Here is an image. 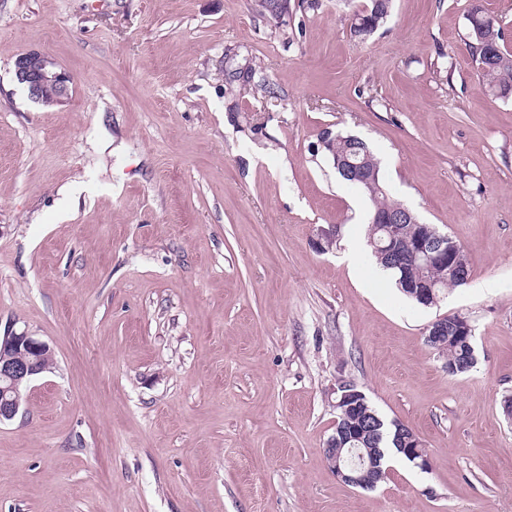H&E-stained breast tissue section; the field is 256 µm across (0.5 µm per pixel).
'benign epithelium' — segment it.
<instances>
[{
  "instance_id": "obj_1",
  "label": "benign epithelium",
  "mask_w": 512,
  "mask_h": 512,
  "mask_svg": "<svg viewBox=\"0 0 512 512\" xmlns=\"http://www.w3.org/2000/svg\"><path fill=\"white\" fill-rule=\"evenodd\" d=\"M352 30L354 36L364 40L374 30L370 9L353 16ZM14 75L17 82L28 90L29 96L39 102L43 101L45 92H53V104L62 105L69 98L72 76L40 51H27L20 54L14 61ZM414 221L412 211L402 206L396 211L383 214L374 213L372 223L381 225L383 240L387 244L375 245V250L388 254L392 259V267L405 272L408 262L419 266L422 270H430L435 266L448 268V278L461 281L465 278L466 264L459 252L448 250V234L440 231L432 224L422 225L421 232L414 240V247L407 256L393 252L392 243L400 235L402 226ZM409 293L421 304L431 306L437 303L441 284L423 276L415 281L405 282ZM464 338L468 342L473 338L472 327L468 320L459 315H444L436 318L426 328V340L434 345L448 335V331ZM51 346L28 330L11 328L0 335V424L16 418L21 408V393L33 379L49 369L47 359L53 357ZM363 392L347 381H340L336 387V432L350 444L348 456L341 458L333 448L324 449L331 469L341 481L356 487L373 489L386 478V472L376 466L375 455L369 448L361 447L363 433L358 427L347 424L348 416L360 410L363 404ZM396 442L399 450L412 463L424 470L428 467V458L420 448L416 433L406 426L397 429Z\"/></svg>"
}]
</instances>
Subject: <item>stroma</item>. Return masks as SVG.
I'll return each instance as SVG.
<instances>
[{"instance_id":"35a3bbf8","label":"stroma","mask_w":512,"mask_h":512,"mask_svg":"<svg viewBox=\"0 0 512 512\" xmlns=\"http://www.w3.org/2000/svg\"><path fill=\"white\" fill-rule=\"evenodd\" d=\"M366 3L0 0V334L55 359L0 424V512H512V96L478 83L472 0H392L361 41ZM29 50L67 103L16 82ZM327 133L461 244L466 285L394 287ZM444 314L467 373L426 341ZM341 379L428 469L336 477ZM14 75L17 82L28 90L29 96L39 102L45 92L51 90L54 95L52 105H62L69 98L72 76L40 51H27L20 54L14 61ZM454 331L455 336L452 332ZM447 335H449L447 337ZM445 336V337H443ZM463 336L464 341L469 343L473 339L472 327L468 320L459 315L439 316L432 321L426 328V340L430 345H435L438 340L442 339V346L438 349L439 353L448 358L449 375L463 374L474 367V356L471 355V348L461 342Z\"/></svg>"}]
</instances>
